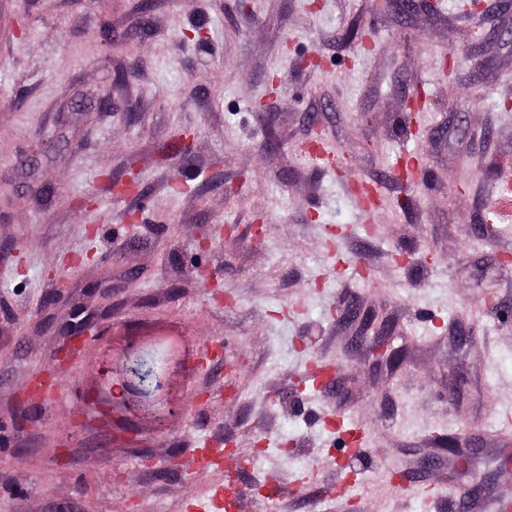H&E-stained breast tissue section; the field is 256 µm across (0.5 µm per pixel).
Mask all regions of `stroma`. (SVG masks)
Returning <instances> with one entry per match:
<instances>
[{
  "mask_svg": "<svg viewBox=\"0 0 512 512\" xmlns=\"http://www.w3.org/2000/svg\"><path fill=\"white\" fill-rule=\"evenodd\" d=\"M508 200L512 0H0V512L511 500ZM148 349L130 345L124 349L119 378L109 385L106 397L112 410L133 404L141 415L148 418L158 428L164 425L167 414L176 413L177 408L164 397L167 379L157 369L154 371L146 358L152 357ZM137 363L147 366V372L142 375L136 368Z\"/></svg>",
  "mask_w": 512,
  "mask_h": 512,
  "instance_id": "obj_1",
  "label": "stroma"
}]
</instances>
